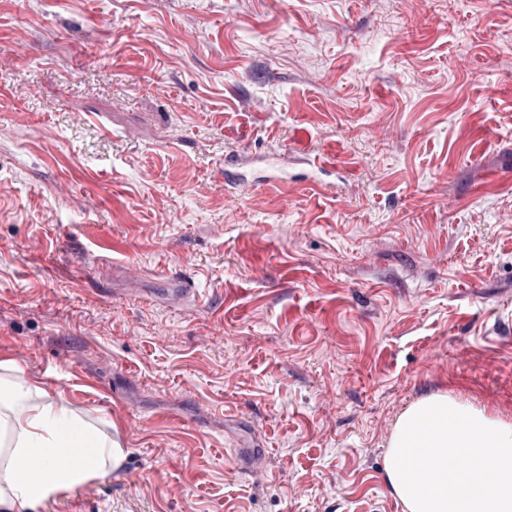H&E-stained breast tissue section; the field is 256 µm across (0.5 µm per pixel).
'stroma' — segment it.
Returning <instances> with one entry per match:
<instances>
[{
  "mask_svg": "<svg viewBox=\"0 0 512 512\" xmlns=\"http://www.w3.org/2000/svg\"><path fill=\"white\" fill-rule=\"evenodd\" d=\"M2 360L126 450L34 512H404L407 404L512 422V0H0Z\"/></svg>",
  "mask_w": 512,
  "mask_h": 512,
  "instance_id": "stroma-1",
  "label": "stroma"
}]
</instances>
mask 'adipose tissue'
Instances as JSON below:
<instances>
[{"label":"adipose tissue","mask_w":512,"mask_h":512,"mask_svg":"<svg viewBox=\"0 0 512 512\" xmlns=\"http://www.w3.org/2000/svg\"><path fill=\"white\" fill-rule=\"evenodd\" d=\"M451 448L470 460L468 471L444 466ZM63 455L69 466H57ZM124 456L110 434L47 401L40 385L0 382V512H33L110 473ZM384 474L404 512H512V422L446 393L424 395L398 416Z\"/></svg>","instance_id":"obj_1"}]
</instances>
